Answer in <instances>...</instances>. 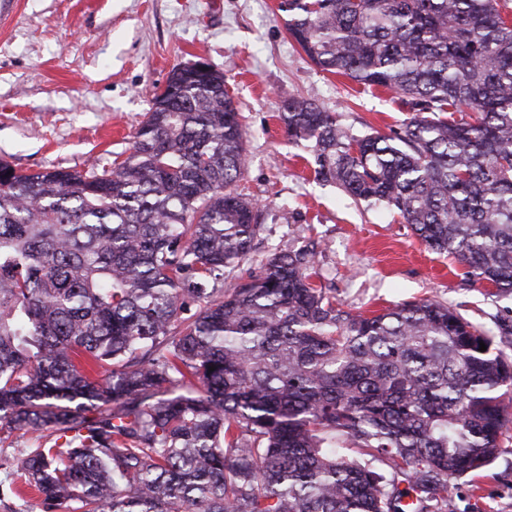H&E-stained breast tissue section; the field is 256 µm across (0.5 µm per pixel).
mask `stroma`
Segmentation results:
<instances>
[{
    "label": "stroma",
    "mask_w": 512,
    "mask_h": 512,
    "mask_svg": "<svg viewBox=\"0 0 512 512\" xmlns=\"http://www.w3.org/2000/svg\"><path fill=\"white\" fill-rule=\"evenodd\" d=\"M278 0H0V161L35 173L111 164L175 65L200 58L224 75L249 129L239 191L263 205L244 272L288 248H313L314 281L342 309L372 313L430 299L496 333L512 296L467 280L454 258L429 250L379 207L319 184L309 155L289 143L277 114L301 95L386 132L399 100L325 73L290 39ZM500 454L453 481L448 512H512V392Z\"/></svg>",
    "instance_id": "1"
}]
</instances>
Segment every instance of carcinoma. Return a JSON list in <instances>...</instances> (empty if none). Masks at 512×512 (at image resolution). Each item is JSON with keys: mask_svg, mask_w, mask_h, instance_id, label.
I'll return each instance as SVG.
<instances>
[{"mask_svg": "<svg viewBox=\"0 0 512 512\" xmlns=\"http://www.w3.org/2000/svg\"><path fill=\"white\" fill-rule=\"evenodd\" d=\"M507 8L277 6L316 67L409 112L361 133L288 98L278 120L316 179L495 296L512 294ZM247 138L223 73L174 68L123 161L0 162V430L50 431L0 468L41 512H448L449 481L497 458L512 362L447 305L353 314L292 248L224 289L261 231L236 189Z\"/></svg>", "mask_w": 512, "mask_h": 512, "instance_id": "cac0c4a2", "label": "carcinoma"}]
</instances>
